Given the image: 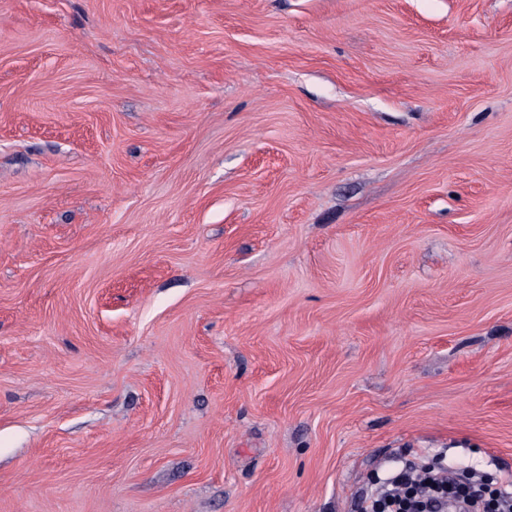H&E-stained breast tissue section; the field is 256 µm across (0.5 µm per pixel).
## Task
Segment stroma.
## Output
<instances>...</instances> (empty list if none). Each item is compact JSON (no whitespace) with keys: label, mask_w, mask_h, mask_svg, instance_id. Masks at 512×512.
<instances>
[{"label":"stroma","mask_w":512,"mask_h":512,"mask_svg":"<svg viewBox=\"0 0 512 512\" xmlns=\"http://www.w3.org/2000/svg\"><path fill=\"white\" fill-rule=\"evenodd\" d=\"M512 475V0H0V512H354ZM448 469L418 468L413 464L392 478V487L383 497H362L356 508L359 512H447L448 491L466 506L472 505L470 499L480 491L458 485Z\"/></svg>","instance_id":"stroma-1"}]
</instances>
